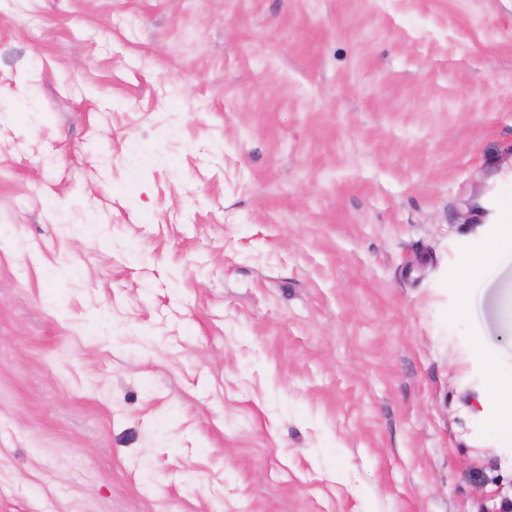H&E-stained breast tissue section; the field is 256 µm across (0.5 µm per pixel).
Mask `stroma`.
<instances>
[{
  "label": "stroma",
  "instance_id": "stroma-1",
  "mask_svg": "<svg viewBox=\"0 0 512 512\" xmlns=\"http://www.w3.org/2000/svg\"><path fill=\"white\" fill-rule=\"evenodd\" d=\"M512 0H0V512H495ZM498 223L497 233L488 240L482 253L461 252L459 264L466 280H472L484 271L491 262L504 257H512V221L508 224Z\"/></svg>",
  "mask_w": 512,
  "mask_h": 512
}]
</instances>
